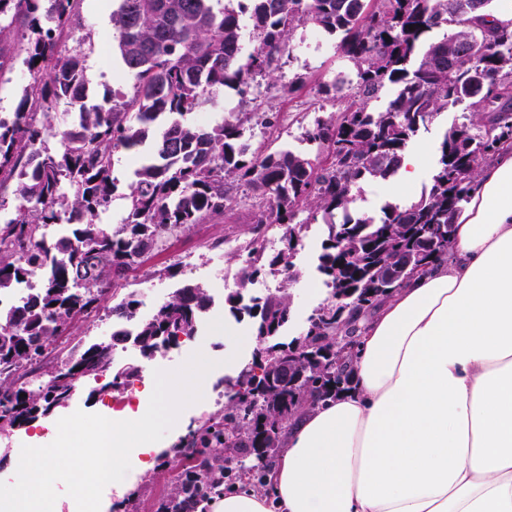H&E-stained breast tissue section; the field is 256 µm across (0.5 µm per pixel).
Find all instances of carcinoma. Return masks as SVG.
<instances>
[{"label":"carcinoma","instance_id":"1","mask_svg":"<svg viewBox=\"0 0 512 512\" xmlns=\"http://www.w3.org/2000/svg\"><path fill=\"white\" fill-rule=\"evenodd\" d=\"M41 2L0 0V70L22 56L43 78L23 90L14 120L0 123V208L9 188L19 201L15 217L0 221V295L50 264L40 288L0 308L1 433L66 407L82 378L110 375L93 396L121 389L138 373L136 366L113 370L128 332L115 329L90 345L77 342L76 332L97 311L106 286L127 279L181 230L224 213L235 186L259 192L242 289L265 273H280L285 289L298 278L292 258L300 211L328 224L319 269L332 300L311 316L305 335L276 340L289 319L285 291L240 308V296L225 299L231 312L257 319L264 347L224 409L165 454L163 465L177 480L156 510L206 512L226 485H267L288 423L349 386L362 317L448 256V225L482 168L512 149V18L497 0H248L249 9L231 7L232 0H119L112 26L133 93L89 104L81 55L58 51L80 0H53L51 28ZM245 19L256 44L243 63ZM300 24L336 35L354 74V94L302 135L316 146L314 159L291 149L252 150L245 140L248 124L279 127L278 116L259 111L248 88L258 76L277 81ZM443 26L442 38L428 39ZM224 88L239 95L238 111L216 125L187 120ZM386 88L391 99L377 109ZM61 102L78 104V112L74 128L57 135L40 117ZM450 108L463 112L462 122L441 143L430 188L405 205L385 204L378 218L352 216L354 188L393 175L420 127ZM154 127L155 148L135 170L124 217L95 223L112 204L114 154L138 151ZM55 135L60 147L50 151L44 142ZM75 215L80 223L70 225L69 235L47 241L52 225ZM273 228L282 230L285 246L269 259L263 237ZM210 302L203 287L183 286L136 325L132 344L148 359L195 335ZM138 304L130 294L116 313L130 322ZM63 344L67 359L46 383L33 384L36 365Z\"/></svg>","mask_w":512,"mask_h":512}]
</instances>
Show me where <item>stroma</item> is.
<instances>
[{
	"instance_id": "stroma-1",
	"label": "stroma",
	"mask_w": 512,
	"mask_h": 512,
	"mask_svg": "<svg viewBox=\"0 0 512 512\" xmlns=\"http://www.w3.org/2000/svg\"><path fill=\"white\" fill-rule=\"evenodd\" d=\"M115 7L114 0H82L77 20L63 34L59 43L61 53L78 52L83 55L89 96L93 99L106 93L101 76L119 82L124 79L121 58L114 51L116 32L112 27L111 15ZM336 44V38L318 33L312 27L300 25L293 29L290 38L292 56L278 73V85L259 79L250 88L251 97L257 98L263 111L287 114L288 122L282 125L277 134L253 128V143L278 149V135L300 138L304 128L315 118L327 117L335 111L332 96L319 93L318 88L352 75L349 63L337 50ZM282 83L295 85V92L287 97L282 96L278 89ZM460 120L458 112L439 113L420 128L412 140V147L420 151L421 165L426 174L434 172L444 134ZM137 166L136 158L129 153L115 155L113 176L116 189L112 196V209L100 215V223L114 224L124 215L126 196L135 179ZM406 198V193L400 190L398 177L393 176L384 181L363 184L355 194L353 208L358 215H375L385 202L403 201ZM254 212L252 199L241 196L224 214L193 225L171 238L128 280L106 287L98 312L80 328L79 337L86 342L109 337L115 322L112 309L128 293L137 295L140 301L138 315L144 318L154 313L181 283L191 282L206 289L212 310L217 311L233 331L244 336L237 366L223 365L225 353L235 345L231 337L209 332L207 319H200L195 341L179 340L148 360L138 355L131 357V364L139 366L143 374L142 380L136 381L134 386L92 398L83 392L70 402L69 411L81 410L106 416L136 407L137 393L153 384L155 370L177 369L198 351L216 363L204 378L205 391L201 400L192 404L185 416L177 420L165 437L157 442V455L148 461L141 454H131V469L121 486L105 487L100 512H111L115 502L130 496L136 497L139 512H155L156 504L170 482V474L162 466L163 452L178 444L190 429L219 412L217 400L223 394L228 379L236 378L240 367L251 363L258 346L254 325L249 317L235 318L224 300L239 288L246 257L244 246L251 237ZM297 219L304 222L305 229L294 255L299 276L287 288L291 296L290 320L283 334L287 341L304 335L309 327L310 315L329 300L323 277L318 271L319 257L327 235L326 226L322 220L313 218L306 211L299 213ZM167 267L172 268V276L164 275L163 270ZM57 421V415L52 414L27 425L18 436L0 433V481L10 483L14 480V463L21 454L15 445L17 438H26L33 446L50 444L56 437L51 427Z\"/></svg>"
}]
</instances>
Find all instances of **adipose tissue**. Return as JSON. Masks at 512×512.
Segmentation results:
<instances>
[{
  "mask_svg": "<svg viewBox=\"0 0 512 512\" xmlns=\"http://www.w3.org/2000/svg\"><path fill=\"white\" fill-rule=\"evenodd\" d=\"M353 367L289 430L271 491L214 512H512V151L482 169L450 259L366 322Z\"/></svg>",
  "mask_w": 512,
  "mask_h": 512,
  "instance_id": "adipose-tissue-1",
  "label": "adipose tissue"
}]
</instances>
